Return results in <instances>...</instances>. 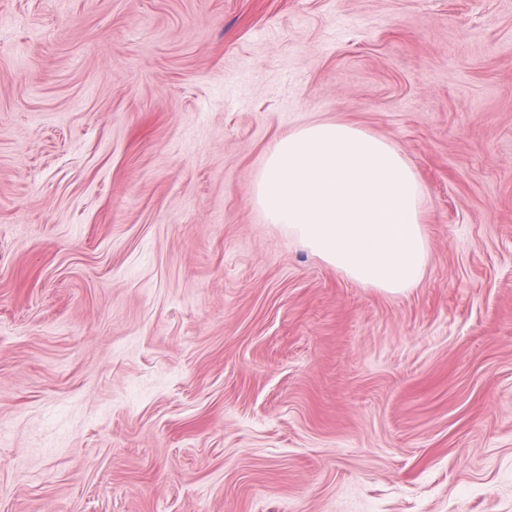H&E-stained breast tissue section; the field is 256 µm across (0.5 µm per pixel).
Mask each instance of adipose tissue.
<instances>
[{"label": "adipose tissue", "instance_id": "1", "mask_svg": "<svg viewBox=\"0 0 512 512\" xmlns=\"http://www.w3.org/2000/svg\"><path fill=\"white\" fill-rule=\"evenodd\" d=\"M424 195L394 144L351 123L320 122L274 142L252 201L345 277L397 294L416 287L428 266Z\"/></svg>", "mask_w": 512, "mask_h": 512}]
</instances>
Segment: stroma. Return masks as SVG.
Wrapping results in <instances>:
<instances>
[{
    "instance_id": "obj_1",
    "label": "stroma",
    "mask_w": 512,
    "mask_h": 512,
    "mask_svg": "<svg viewBox=\"0 0 512 512\" xmlns=\"http://www.w3.org/2000/svg\"><path fill=\"white\" fill-rule=\"evenodd\" d=\"M316 121L415 288L252 205ZM0 512H512V0H0ZM424 195L394 144L351 123L320 122L274 142L252 201L345 277L397 294L416 287L428 266Z\"/></svg>"
}]
</instances>
